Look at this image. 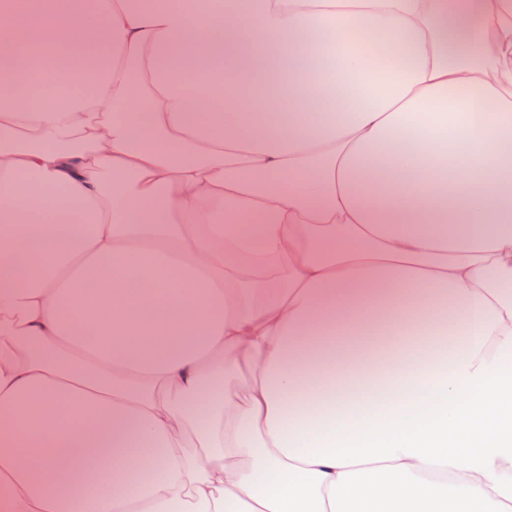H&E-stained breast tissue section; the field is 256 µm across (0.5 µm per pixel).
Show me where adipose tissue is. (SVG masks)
<instances>
[{
	"label": "adipose tissue",
	"instance_id": "adipose-tissue-1",
	"mask_svg": "<svg viewBox=\"0 0 512 512\" xmlns=\"http://www.w3.org/2000/svg\"><path fill=\"white\" fill-rule=\"evenodd\" d=\"M0 512H512V0H0Z\"/></svg>",
	"mask_w": 512,
	"mask_h": 512
}]
</instances>
